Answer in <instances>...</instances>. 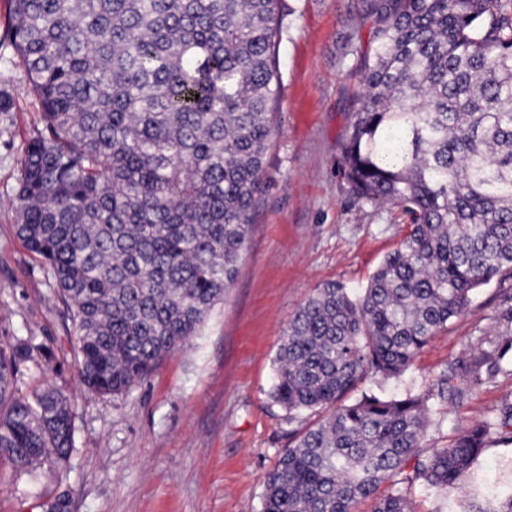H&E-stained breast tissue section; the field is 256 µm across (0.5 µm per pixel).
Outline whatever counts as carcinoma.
I'll return each instance as SVG.
<instances>
[{
  "instance_id": "obj_1",
  "label": "carcinoma",
  "mask_w": 512,
  "mask_h": 512,
  "mask_svg": "<svg viewBox=\"0 0 512 512\" xmlns=\"http://www.w3.org/2000/svg\"><path fill=\"white\" fill-rule=\"evenodd\" d=\"M378 26L340 165L352 195L410 230L358 293L328 282L288 320L273 401L315 420L269 473L264 512H412L461 487L494 428L422 446L437 391L402 376L472 292L512 272V0H373ZM8 37L42 111L20 160L16 232L78 336L80 380L114 397L203 326L235 279L273 130L282 0H9ZM34 347H0V460L66 470L70 399L19 397ZM498 363L469 364L474 384Z\"/></svg>"
}]
</instances>
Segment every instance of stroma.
Segmentation results:
<instances>
[{"label": "stroma", "instance_id": "35a3bbf8", "mask_svg": "<svg viewBox=\"0 0 512 512\" xmlns=\"http://www.w3.org/2000/svg\"><path fill=\"white\" fill-rule=\"evenodd\" d=\"M278 49L281 86L271 116L262 191L233 284L203 327L152 375L119 397L85 393L77 337L47 270L16 235L20 160L41 131V108L7 36L0 0V345L32 340L20 363V395L53 386L70 395L75 450L67 476L50 464L36 475L0 465V512H45L65 497L69 512H262L269 472L301 420L269 396L273 360L290 316L324 283L364 287L400 245L410 218L355 199L338 167L340 146L377 16L370 0H285ZM304 96L306 115L293 101ZM512 340V274L478 288L469 308L438 331L400 378L371 379V392L397 397L436 389L456 369L460 397L435 403L428 448L493 419L512 401V360L473 385L474 355L498 356ZM512 494V436H490L458 489H417L415 512H467L486 492Z\"/></svg>", "mask_w": 512, "mask_h": 512}]
</instances>
